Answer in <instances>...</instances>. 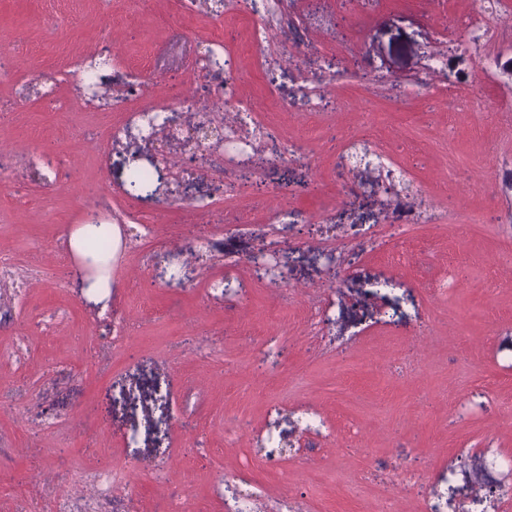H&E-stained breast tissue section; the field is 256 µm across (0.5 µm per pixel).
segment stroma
Wrapping results in <instances>:
<instances>
[{"instance_id":"1","label":"stroma","mask_w":512,"mask_h":512,"mask_svg":"<svg viewBox=\"0 0 512 512\" xmlns=\"http://www.w3.org/2000/svg\"><path fill=\"white\" fill-rule=\"evenodd\" d=\"M276 2L0 0V512H512V0ZM227 80L276 132L255 186L165 142L174 176L131 191V113L193 131ZM91 194L123 237L102 295L68 275ZM479 455L494 483L464 479Z\"/></svg>"}]
</instances>
